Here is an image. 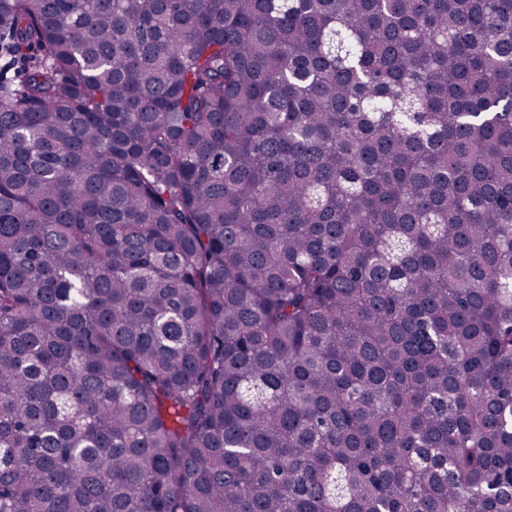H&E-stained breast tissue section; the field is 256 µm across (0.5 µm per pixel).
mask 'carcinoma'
Wrapping results in <instances>:
<instances>
[{
	"instance_id": "obj_1",
	"label": "carcinoma",
	"mask_w": 512,
	"mask_h": 512,
	"mask_svg": "<svg viewBox=\"0 0 512 512\" xmlns=\"http://www.w3.org/2000/svg\"><path fill=\"white\" fill-rule=\"evenodd\" d=\"M0 512H512V0H0Z\"/></svg>"
}]
</instances>
